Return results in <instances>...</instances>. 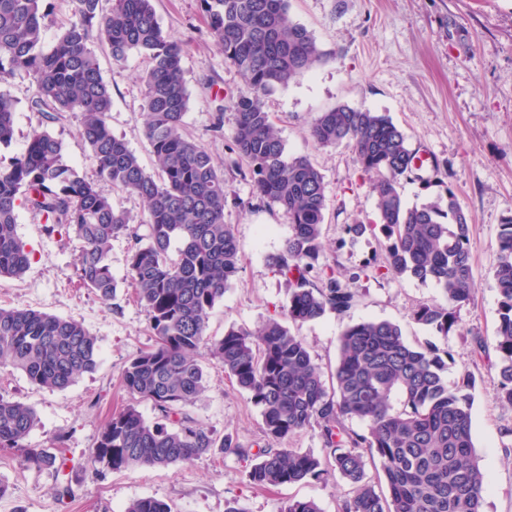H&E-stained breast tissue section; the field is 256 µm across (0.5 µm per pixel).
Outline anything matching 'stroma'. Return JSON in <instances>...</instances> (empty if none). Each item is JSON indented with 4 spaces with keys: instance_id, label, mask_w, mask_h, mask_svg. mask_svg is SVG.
<instances>
[{
    "instance_id": "35a3bbf8",
    "label": "stroma",
    "mask_w": 512,
    "mask_h": 512,
    "mask_svg": "<svg viewBox=\"0 0 512 512\" xmlns=\"http://www.w3.org/2000/svg\"><path fill=\"white\" fill-rule=\"evenodd\" d=\"M165 30L184 44V78L190 92L185 132L204 145L224 168L230 224L241 248V268L223 299L213 308L209 335L223 336L228 327L256 329L288 299V283L269 265L290 233L288 218L277 206L253 192L248 165L231 153L234 116L231 102L246 85L213 43L200 0H154ZM289 15L313 33L324 54L313 70L266 98L275 129L292 154H305L324 176L328 209L323 228L325 250L320 265H364L382 251V237L349 239L345 225L375 220L374 196L368 176L353 160L350 147L321 149L309 137L317 113L339 104L389 114L408 136L412 147L448 169L444 184L432 183L427 170L402 180L408 204L434 199L451 186L471 216L473 296L457 312L456 330L443 335L417 324L413 310L441 298L431 282L388 276L361 280L355 288L359 303L343 315L329 314L296 326L324 374L338 357V338L347 326L362 320L399 324L410 343L432 342L450 352L446 375L456 381L463 373L475 379L472 429L477 452L487 473L485 512H512V407L498 399V378L473 337L494 344L498 294L493 254L503 217L512 214V0H291ZM95 53L112 90L110 125L125 139L145 167H152L151 148L144 137L141 111L144 56L131 53L114 63L104 46ZM6 91L17 102L16 133L0 150V161L21 155L31 134L49 131L61 141L65 159L89 180L96 168L78 135L79 115L64 113L56 120L31 111L29 77L16 76ZM224 128L215 131L216 115ZM16 234L30 253L22 279L0 280V306L33 309L82 323L98 340L95 370L62 392L39 388L19 372L0 370V394L31 405L38 426L26 437L30 448L54 449L64 438L66 456L80 463L93 448L112 410L128 398L120 385L133 354L153 345L144 309L128 285L129 243L113 239L109 252L118 282L110 304L79 281L74 267L81 243L65 231H48L43 217L20 209ZM208 387L191 409L193 416L217 436L233 435L247 448L263 444L260 410L213 361H205ZM252 458L206 454L189 464L144 467L107 473L99 478L76 473L73 496L58 501L54 470L28 464L20 451L0 448V512H124L137 498L153 497L173 512H225L235 502L245 512H280L288 500L312 499L322 512H337L347 491L339 479L278 487L253 485L247 473Z\"/></svg>"
}]
</instances>
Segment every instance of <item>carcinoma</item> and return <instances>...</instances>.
I'll return each mask as SVG.
<instances>
[{"mask_svg":"<svg viewBox=\"0 0 512 512\" xmlns=\"http://www.w3.org/2000/svg\"><path fill=\"white\" fill-rule=\"evenodd\" d=\"M71 15L49 49L41 44L49 0H0V83L27 75L30 108L55 119L81 116L80 136L97 168L89 181L69 164L62 143L43 130L25 152L0 164V277L21 278L29 253L14 234L18 209L40 213L49 228L82 242L76 259L82 284L101 300L117 290L108 252L112 238L130 240L129 282L143 306L155 345L129 359L121 386L129 403L112 413L81 468L95 474L136 467L187 464L210 452L247 457L250 449L227 434L219 440L189 408L206 389V355L224 367L260 409L266 444L249 471L258 486H281L340 476L348 486L341 512H484L487 475L473 441V377L450 383L447 363L432 343H408L399 325L364 320L339 336V357L326 386L305 340L285 321L304 324L348 312L358 292L342 279L392 274L432 281L440 301L420 304L412 319L444 335L457 309L472 297L471 222L454 191L408 205L400 180L416 170L408 136L382 112L339 104L321 112L310 135L316 146L351 147L369 176L378 221L347 224L352 237L379 233L382 253L350 270L322 268L324 177L311 159L291 155L274 129L265 98L323 58L313 34L290 20V0H200L215 45L243 77L247 91L232 101L231 152L245 160L261 200L288 215L290 234L270 264L289 285L288 301L256 329L231 327L208 335L209 316L239 272L240 247L224 223V172L211 153L183 134L190 93L183 77V45L161 26L153 0H69ZM112 60L135 51L149 62L141 79L144 136L158 173L147 171L112 133V91L93 46ZM16 101L0 90V147L15 136ZM140 197L146 233L115 209L102 185ZM179 241L170 253L173 241ZM493 277L498 293L494 369L499 399L512 406V215L502 219ZM99 360L97 338L78 322L33 310L0 307V368L22 372L42 388L65 390ZM149 401L162 421L148 422L138 403ZM364 425L361 430L352 422ZM30 405L0 395V448H18L27 461L58 474L67 467L64 439L56 451L27 448L38 425ZM310 430L322 455L282 447ZM380 472L368 475L367 462ZM125 512H171L155 498L130 502ZM281 512H321L312 499H291Z\"/></svg>","mask_w":512,"mask_h":512,"instance_id":"1","label":"carcinoma"}]
</instances>
